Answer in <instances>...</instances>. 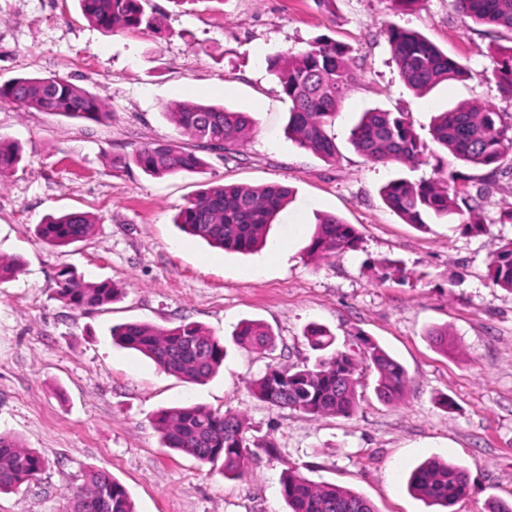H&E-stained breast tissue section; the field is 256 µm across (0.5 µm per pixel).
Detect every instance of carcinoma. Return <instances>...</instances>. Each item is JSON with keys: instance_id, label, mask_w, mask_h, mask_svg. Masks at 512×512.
<instances>
[{"instance_id": "cac0c4a2", "label": "carcinoma", "mask_w": 512, "mask_h": 512, "mask_svg": "<svg viewBox=\"0 0 512 512\" xmlns=\"http://www.w3.org/2000/svg\"><path fill=\"white\" fill-rule=\"evenodd\" d=\"M83 16L107 33L125 29L155 28L159 19L145 8L147 0H78ZM457 12L479 25L511 33L509 44L491 49L492 76L500 91L512 97V0H452ZM386 35L403 82L417 94L445 81H464L469 68L448 57L424 36L386 26ZM267 69L289 101L287 132L296 144L319 159L336 160L337 147L327 128L336 118L344 96L359 81L351 65L349 49L340 42L318 38L299 52H285L267 59ZM0 99L28 109L68 119L107 120L112 113L92 92L70 80L21 77L0 85ZM176 126L208 148L229 151L240 145L255 125L251 113L221 106L175 102L168 107ZM434 143L472 166L489 169L486 178L499 172V165L512 151V113L491 104H461L439 113L431 127ZM351 143L374 164H399L417 168L424 158V144L406 112L379 108L362 113L351 131ZM21 160L18 146L0 139V177L9 174ZM121 167L135 165L144 173L163 177L197 173L205 161L196 152L176 142L147 144L132 155L117 160ZM464 176L455 170L442 178L411 180L397 178L379 188L385 205L407 224L459 226L470 234H482L484 194H468ZM292 190L281 184L260 187L216 185L196 194L181 209L176 223L190 236L226 251L249 253L263 243L266 229L291 202ZM89 214L73 211L50 216L36 227L46 245L63 247L82 241L94 231ZM355 227L335 215L317 219L308 252L329 258L360 246ZM489 283L512 293V239L503 242L488 267ZM57 296L73 310L101 308L122 297V289L104 280L87 281L71 269L57 273ZM112 340L150 359L164 373L187 383L202 384L212 378L227 355L221 340L195 322L171 328L130 322L111 329ZM304 336L310 348L323 352L313 367L281 369L268 366L252 381L251 391L275 406L302 411L313 417L353 416L359 401L362 373L378 375L379 398L400 400L408 384L405 367L376 341L364 337L351 353L333 348L335 337L311 323ZM242 348L267 350L275 335L263 322L245 320L233 336ZM163 447L191 456L202 464L219 467L226 478L243 479L260 458L271 454L268 439L247 436L245 419L202 404L164 408L153 417ZM45 468L43 457L24 448L11 435L0 434V493L19 490ZM288 512H377L362 495L340 486L318 483L293 466H286L280 480ZM410 489L431 506L450 509L469 494L467 470L439 459L423 462L409 478ZM67 512H135L125 487L108 472L91 470L77 493H68Z\"/></svg>"}]
</instances>
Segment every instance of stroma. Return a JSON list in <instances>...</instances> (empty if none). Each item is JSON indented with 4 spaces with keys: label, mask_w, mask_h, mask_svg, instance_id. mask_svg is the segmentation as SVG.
I'll use <instances>...</instances> for the list:
<instances>
[{
    "label": "stroma",
    "mask_w": 512,
    "mask_h": 512,
    "mask_svg": "<svg viewBox=\"0 0 512 512\" xmlns=\"http://www.w3.org/2000/svg\"><path fill=\"white\" fill-rule=\"evenodd\" d=\"M157 31L107 33L88 22L78 0H0V83L63 76L96 94L107 122L50 116L0 101V138L22 159L0 178V258L24 263L0 284V433L40 453L46 466L31 484L0 494V512H64L65 496L89 469L104 470L128 491L136 512H288L280 494L285 465L311 480L349 488L377 512H433L408 478L438 457L467 469L471 490L453 512H486L512 503V294L491 287L488 266L512 224L497 221L512 204V154L495 181L482 167L455 160L431 141L436 113L458 103L512 99L492 78V44L501 36L455 11L451 0H149ZM426 36L471 73L424 94L411 91L391 62L387 24ZM348 44L359 74L329 133L338 154L326 162L289 140L288 102L267 71L268 56L307 48L316 38ZM173 102L221 105L253 113L256 126L231 151L199 148L201 173L155 178L138 168L115 171V157L142 145L177 140ZM409 113L426 143L411 170L375 165L349 143L361 112ZM468 175L485 196L487 233L454 224L404 223L378 190L397 177L434 174L436 162ZM288 185L293 200L271 225L264 247L241 254L214 248L175 224L201 189L230 184ZM78 209L94 233L65 247L44 244L37 224ZM333 214L356 227L361 245L326 260L308 253L316 218ZM400 273L382 276L383 259ZM111 280L121 300L80 312L57 298L56 273ZM245 319L268 324L275 348L233 344ZM202 325L226 342L223 367L207 383L160 371L112 342V326L147 322ZM326 327L337 348L374 339L408 371L403 399L379 401L375 373L362 381L352 418H314L269 406L250 383L267 366L313 365L308 324ZM447 329L448 346L430 333ZM448 397L453 408L439 400ZM185 403L242 414L254 437L277 452L241 480L164 448L151 419Z\"/></svg>",
    "instance_id": "stroma-1"
}]
</instances>
